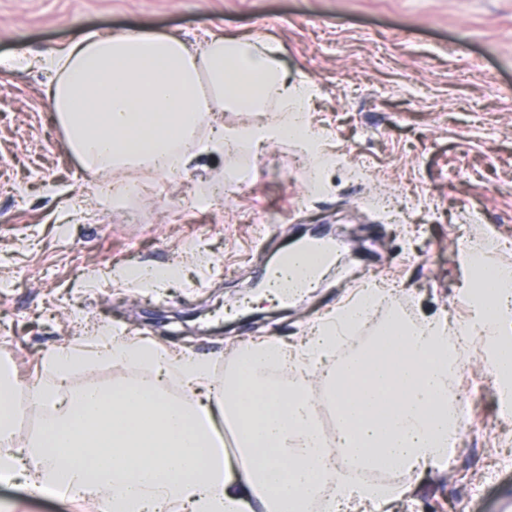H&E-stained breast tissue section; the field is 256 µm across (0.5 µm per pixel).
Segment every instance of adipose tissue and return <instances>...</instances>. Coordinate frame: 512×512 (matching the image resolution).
Returning a JSON list of instances; mask_svg holds the SVG:
<instances>
[{
    "instance_id": "obj_1",
    "label": "adipose tissue",
    "mask_w": 512,
    "mask_h": 512,
    "mask_svg": "<svg viewBox=\"0 0 512 512\" xmlns=\"http://www.w3.org/2000/svg\"><path fill=\"white\" fill-rule=\"evenodd\" d=\"M42 64L58 73L51 106L87 172L102 175L143 161L177 173L201 154L238 142L292 137L318 148L309 136L317 89L288 82L271 45L213 34L196 53L174 35L80 32ZM272 106L280 119L219 129L197 145L202 118ZM470 292L489 298L473 321L452 330L437 316L415 323L391 315L385 330L406 338L407 354L378 364L370 346L328 373L337 400L329 438L317 426L308 383L343 332L370 317L377 301L371 290H360L299 346L257 342L238 349L235 360L247 370H234L219 386L209 361L196 355L121 336L95 337L96 358L179 372L190 391L214 390L213 403H173L158 383L112 392L91 385L64 400L56 386L37 384L31 405L54 412L38 440L23 446L1 388L0 471L24 476L35 492L51 488L76 501H103L109 512H310L316 501L322 512H387L411 486L345 482L339 454L407 475L452 454L459 418L448 412V339L494 337L512 325V277L500 278L492 290L475 280ZM270 364L293 370L294 380L270 381L263 374ZM221 417L238 422L235 454L213 445Z\"/></svg>"
}]
</instances>
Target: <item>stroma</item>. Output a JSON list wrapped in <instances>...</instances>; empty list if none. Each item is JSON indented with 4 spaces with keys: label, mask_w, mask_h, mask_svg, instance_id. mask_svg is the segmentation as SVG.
<instances>
[{
    "label": "stroma",
    "mask_w": 512,
    "mask_h": 512,
    "mask_svg": "<svg viewBox=\"0 0 512 512\" xmlns=\"http://www.w3.org/2000/svg\"><path fill=\"white\" fill-rule=\"evenodd\" d=\"M136 31L197 43L217 33L278 47L289 80L318 90L314 130L335 162L318 192L293 140L243 146L233 163L203 155L190 181L144 166L143 195L102 207L93 179L66 147L42 57L75 32ZM28 67H11L18 54ZM408 208L387 224L372 190ZM354 224L341 277L283 303L263 273L296 242ZM488 239V259L512 266V0H0V362L14 395L54 375L51 352L85 348L108 327L132 340L209 359L223 379L235 350L259 340L300 342L368 282L391 287L396 311L469 320L462 249ZM178 265L171 285L133 288L122 270ZM469 355L450 391L477 425L447 464L413 478L393 512H499L512 495V420ZM0 512H100L98 503L0 485Z\"/></svg>",
    "instance_id": "35a3bbf8"
}]
</instances>
